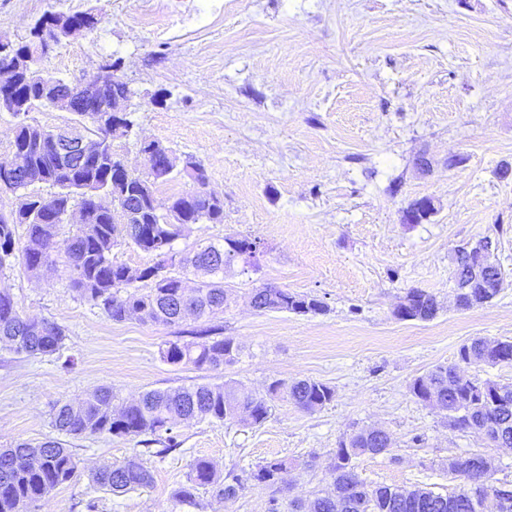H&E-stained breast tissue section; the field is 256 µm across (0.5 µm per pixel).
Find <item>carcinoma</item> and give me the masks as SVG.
Here are the masks:
<instances>
[{
	"label": "carcinoma",
	"mask_w": 512,
	"mask_h": 512,
	"mask_svg": "<svg viewBox=\"0 0 512 512\" xmlns=\"http://www.w3.org/2000/svg\"><path fill=\"white\" fill-rule=\"evenodd\" d=\"M96 24L90 12H47L38 18L28 37L0 51V70L8 68L35 51L41 34L56 38V43L72 35L76 25L90 28ZM71 82L45 88L37 82L20 80L14 94L25 103L14 115L43 106L48 101L70 98L76 125L90 120L92 111L111 102L128 98L132 91L120 78L112 80L109 93L98 96H69ZM134 123L130 116L117 132L112 126L94 128L97 138L85 146L81 155L60 153L56 144L69 139L63 133L37 125H17L13 145L25 152L26 162L15 173L16 189L35 184L55 188L50 196L31 195L18 207V216L9 220L0 215V272L18 266L38 275L56 265V236L63 224L41 223L49 211L57 216L73 212L76 230L67 240L64 271L71 288L88 301L101 305L114 322L139 321L172 326L183 320L182 310L191 312L194 320L209 321L224 312L227 294L224 269L233 261L226 259V245L210 244L191 255L180 256L172 244L185 229L183 224L167 222V211L179 209L186 219L199 223H224V204L201 194H185L160 200L155 187L173 178L167 169L168 149L155 141L140 144V153L150 162L151 178H144L141 169L120 174L123 184L112 186V169L121 164L119 148L130 137ZM109 195L112 204L130 215L126 224L112 223V211L89 201L97 195ZM25 226L24 240L17 239L16 230ZM120 243L130 244L149 255L144 265L132 269L112 259V250ZM465 248L455 253L453 277L456 303L471 308V299L482 298V285L468 287L471 281ZM179 266L191 268L202 279L186 297L181 278L172 274ZM145 287L140 288L138 284ZM254 308L259 311H282L298 315L325 311L324 303L309 294L291 292L286 288L266 286L252 294ZM411 320L433 319L438 311L436 298L419 289L409 290L399 305ZM215 326H196L188 331L189 339L170 341L161 348V358L171 365L191 364L199 370H217L234 360L238 347L230 337L216 338ZM62 326L43 318L23 315L13 297L0 291V342H6L17 354H53L63 344ZM464 364L497 365L512 363V341L489 342L474 339L459 349ZM415 398L423 402L436 395L448 412L449 425L461 431H477L486 439L512 447V385L492 380L478 381L460 375L455 365H438L415 378L410 386ZM268 392L282 394L296 406L316 410L330 403L334 390L313 379L291 383L274 382ZM247 424H261L269 416L265 399L245 394L224 384H196L166 390H150L139 398L115 404L110 387H102L77 403L62 402L54 407L52 426L60 435L71 439L87 436H120L142 438V443H159L155 451L165 456L180 447L174 425L194 420L228 421L233 417ZM390 448L386 433L361 430L339 441L329 485L313 501L302 504L291 501L288 512H485L486 499L496 500L497 512H512V482L490 483L491 465L480 454L448 460V473L461 477L466 487L452 494L428 489L398 487L367 488L358 478L355 461L363 455H380ZM292 463L274 459L256 469L224 476L207 459H197L185 483L172 494L174 505H197V492L209 487L223 498L235 496L246 483L279 488ZM77 476V461L66 441L48 438L31 443L15 441L0 448V512H28L36 501L49 495L58 486ZM97 485L114 494H122L151 482V473L142 459L133 456L121 464H105L91 474Z\"/></svg>",
	"instance_id": "carcinoma-1"
}]
</instances>
